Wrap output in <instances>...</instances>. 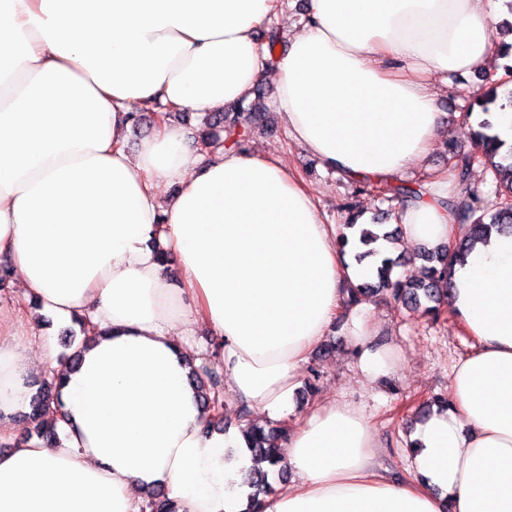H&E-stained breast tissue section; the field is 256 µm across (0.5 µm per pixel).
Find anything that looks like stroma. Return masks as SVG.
<instances>
[{
    "mask_svg": "<svg viewBox=\"0 0 512 512\" xmlns=\"http://www.w3.org/2000/svg\"><path fill=\"white\" fill-rule=\"evenodd\" d=\"M488 73L473 72L449 76L439 86V106L446 112L450 136L440 137L428 158L434 169L448 165L449 149L471 151L472 130L480 121L470 111L472 93L484 77H498L505 63L493 56ZM261 96L270 111L265 127L254 129L250 147L282 154L290 167L312 189L316 204L326 223L341 224L347 217L349 204H356L371 216H379L390 205L377 198L360 195L354 183L326 170L319 160L301 146L289 142L274 108V88L263 84ZM368 316L377 331L379 344L390 346L403 361V367L388 376L367 383L357 370V359L350 350L342 324H334L326 336L333 345L329 352L312 353L299 370L301 380H308L312 371H319L317 391L313 400L338 398L362 409L373 426L378 443V463L392 474L405 475L410 470L406 452L409 435L414 434L416 407L431 394L447 391L453 368L468 354L474 343L456 321H425L418 314L393 301L374 296L365 297Z\"/></svg>",
    "mask_w": 512,
    "mask_h": 512,
    "instance_id": "1",
    "label": "stroma"
}]
</instances>
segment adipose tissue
<instances>
[{
    "mask_svg": "<svg viewBox=\"0 0 512 512\" xmlns=\"http://www.w3.org/2000/svg\"><path fill=\"white\" fill-rule=\"evenodd\" d=\"M501 3L307 0L272 56L257 33L278 0H0V255L40 313L98 330L64 376L59 442L0 451V512H143L149 487L172 512H243L253 460L239 430L207 431L189 338L207 325L228 390L283 414L346 283L372 271H347L279 154L197 146L169 120L132 150V108L220 112L270 78L288 135L324 167L394 181L445 125L435 79L486 65ZM453 187L435 173L392 223L419 247L451 243ZM452 280L448 307L475 345L415 434L411 476L380 472L369 420L328 399L289 431L292 479L264 512H512V231L476 242ZM347 336L365 381L399 369L364 308ZM54 356L34 321L0 314V435Z\"/></svg>",
    "mask_w": 512,
    "mask_h": 512,
    "instance_id": "1",
    "label": "adipose tissue"
}]
</instances>
